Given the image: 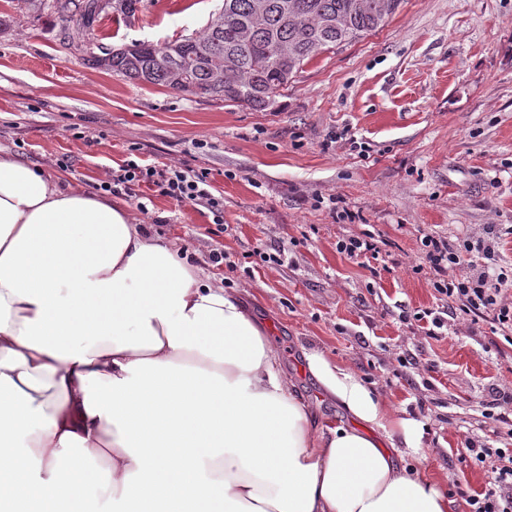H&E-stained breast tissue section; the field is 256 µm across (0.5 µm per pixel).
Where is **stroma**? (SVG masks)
Returning <instances> with one entry per match:
<instances>
[{
    "label": "stroma",
    "mask_w": 512,
    "mask_h": 512,
    "mask_svg": "<svg viewBox=\"0 0 512 512\" xmlns=\"http://www.w3.org/2000/svg\"><path fill=\"white\" fill-rule=\"evenodd\" d=\"M222 5L141 0L134 19L103 18L98 41L200 35ZM278 102L255 112L91 69L50 17L0 0V149L77 189L130 159L207 172L223 224L145 185L148 235L241 291L322 419L348 414L306 370L311 350L385 395L388 429L419 422L426 473L450 498L483 491L490 467L458 450L468 437L512 445L489 405L492 389L512 390V345L483 322L451 318L428 336L405 316L441 307L428 274L412 271L419 229L468 237L496 225L495 253L478 263L512 264V0H405L383 28L309 61ZM332 196L355 222L337 221ZM365 224L390 240L391 271L337 252ZM274 243L289 263L261 261Z\"/></svg>",
    "instance_id": "35a3bbf8"
}]
</instances>
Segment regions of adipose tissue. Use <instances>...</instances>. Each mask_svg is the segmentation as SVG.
Masks as SVG:
<instances>
[{"instance_id":"adipose-tissue-1","label":"adipose tissue","mask_w":512,"mask_h":512,"mask_svg":"<svg viewBox=\"0 0 512 512\" xmlns=\"http://www.w3.org/2000/svg\"><path fill=\"white\" fill-rule=\"evenodd\" d=\"M306 361L349 423L295 396L238 292L128 206L0 150V512H453L391 453L418 422L395 441L384 395Z\"/></svg>"}]
</instances>
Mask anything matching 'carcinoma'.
I'll return each instance as SVG.
<instances>
[{"instance_id": "carcinoma-1", "label": "carcinoma", "mask_w": 512, "mask_h": 512, "mask_svg": "<svg viewBox=\"0 0 512 512\" xmlns=\"http://www.w3.org/2000/svg\"><path fill=\"white\" fill-rule=\"evenodd\" d=\"M54 16L63 43H86L87 64L112 72L134 84L159 85L177 93L210 97L255 111H275L277 101L303 66L315 56L383 28L404 0H264L261 20L254 17L255 0H224L201 36L167 42L177 49L171 58L157 43L135 41L111 47H90L96 27L108 16L133 18L141 0H32ZM282 44L295 47L282 57ZM235 58L234 66L216 78V63ZM190 66L188 81L173 86L169 64Z\"/></svg>"}]
</instances>
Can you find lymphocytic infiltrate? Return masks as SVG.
<instances>
[{
	"mask_svg": "<svg viewBox=\"0 0 512 512\" xmlns=\"http://www.w3.org/2000/svg\"><path fill=\"white\" fill-rule=\"evenodd\" d=\"M155 186L160 195L178 202L206 206L214 223L224 221V201L208 189V176L176 165L142 166L130 160L102 182L104 191L135 197L138 186ZM494 225L482 236L452 239L435 231H421V255L414 272L429 269L430 285L439 301L452 303V312L469 317L471 324L489 321L492 331L512 332V272L494 274L480 269L475 253L489 249ZM461 459L491 463L493 482L476 495L465 496L464 512H512V448H493L465 439Z\"/></svg>",
	"mask_w": 512,
	"mask_h": 512,
	"instance_id": "lymphocytic-infiltrate-1",
	"label": "lymphocytic infiltrate"
}]
</instances>
